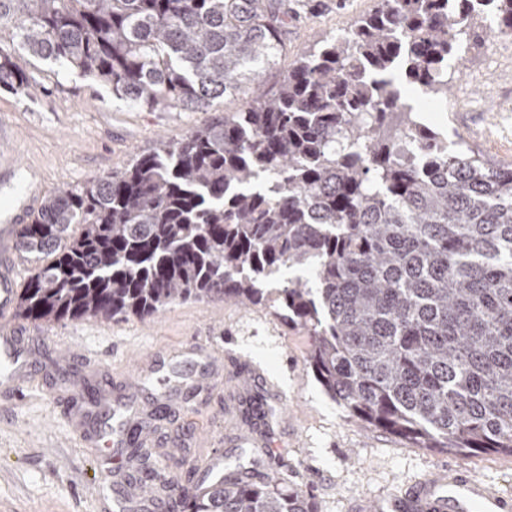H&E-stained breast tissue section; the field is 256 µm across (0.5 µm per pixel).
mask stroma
Wrapping results in <instances>:
<instances>
[{"instance_id": "stroma-1", "label": "stroma", "mask_w": 512, "mask_h": 512, "mask_svg": "<svg viewBox=\"0 0 512 512\" xmlns=\"http://www.w3.org/2000/svg\"><path fill=\"white\" fill-rule=\"evenodd\" d=\"M288 22L285 53L255 93L273 94L300 53L351 29L377 0H277ZM31 75L24 91H0V135L13 150L15 172L0 177V208L26 180L43 195L123 172L163 141L179 138L215 115L238 112L239 94L207 110L186 107L146 112L113 98L111 89L76 71L19 56ZM448 101L431 112V128L485 159L512 163V34L492 33L448 69ZM34 339L36 368L16 397L0 395V512H101L93 487L100 451L72 416L103 393L122 397L125 363L157 348L180 358L189 346L214 352L223 375L211 388L187 395L164 416V435L148 440L158 471L173 485L193 488L221 453L225 465L255 462L252 478L267 470L302 485L316 512H361L414 486L431 471H460L512 496V455L459 454L416 448L373 431L327 396L305 363L308 338L283 324L273 308L187 301L141 320L94 318L50 326L17 316L0 329ZM270 410L267 445L252 448L248 406L234 408L238 392Z\"/></svg>"}]
</instances>
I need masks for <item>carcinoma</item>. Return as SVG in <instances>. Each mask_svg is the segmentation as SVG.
<instances>
[{
	"mask_svg": "<svg viewBox=\"0 0 512 512\" xmlns=\"http://www.w3.org/2000/svg\"><path fill=\"white\" fill-rule=\"evenodd\" d=\"M378 0L253 99L120 174L42 200L23 224L41 265L36 323L141 320L186 301L276 316L310 339L326 394L417 448L512 454V167L448 149L407 91L448 99L463 28L512 33V0ZM271 0H0V91L23 53L150 110L207 108L281 51ZM9 39L3 40V32ZM417 132L421 146L397 145ZM301 275L272 290L284 269ZM127 452L147 459L134 428ZM177 512H315L277 471H234Z\"/></svg>",
	"mask_w": 512,
	"mask_h": 512,
	"instance_id": "obj_1",
	"label": "carcinoma"
}]
</instances>
